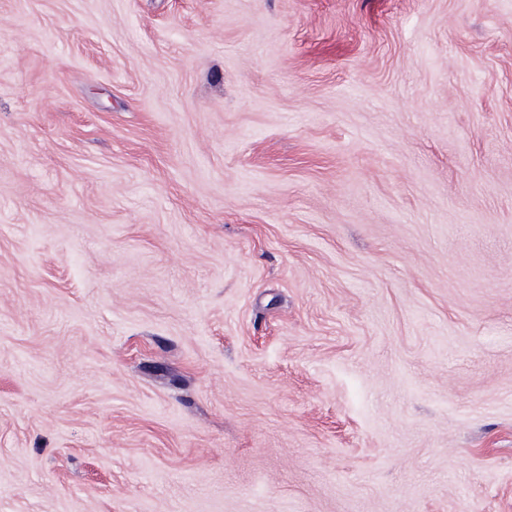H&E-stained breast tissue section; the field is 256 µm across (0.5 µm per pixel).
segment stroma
Segmentation results:
<instances>
[{
  "label": "stroma",
  "mask_w": 512,
  "mask_h": 512,
  "mask_svg": "<svg viewBox=\"0 0 512 512\" xmlns=\"http://www.w3.org/2000/svg\"><path fill=\"white\" fill-rule=\"evenodd\" d=\"M0 512H512V0H0Z\"/></svg>",
  "instance_id": "1"
}]
</instances>
